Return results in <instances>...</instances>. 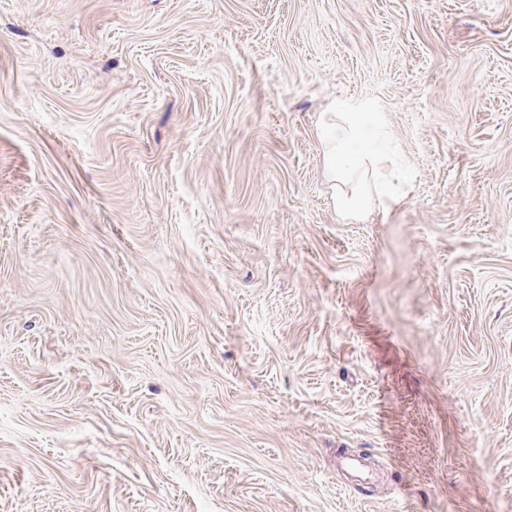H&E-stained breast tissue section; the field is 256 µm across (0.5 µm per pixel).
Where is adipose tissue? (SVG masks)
<instances>
[{
    "mask_svg": "<svg viewBox=\"0 0 512 512\" xmlns=\"http://www.w3.org/2000/svg\"><path fill=\"white\" fill-rule=\"evenodd\" d=\"M318 131L327 176L337 189V209L353 218L367 215L390 169V159L367 145L360 106L345 98L334 99L321 113Z\"/></svg>",
    "mask_w": 512,
    "mask_h": 512,
    "instance_id": "1",
    "label": "adipose tissue"
}]
</instances>
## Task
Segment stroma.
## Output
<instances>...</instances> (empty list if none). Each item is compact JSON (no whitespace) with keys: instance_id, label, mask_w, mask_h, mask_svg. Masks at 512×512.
I'll list each match as a JSON object with an SVG mask.
<instances>
[{"instance_id":"1","label":"stroma","mask_w":512,"mask_h":512,"mask_svg":"<svg viewBox=\"0 0 512 512\" xmlns=\"http://www.w3.org/2000/svg\"><path fill=\"white\" fill-rule=\"evenodd\" d=\"M0 512H512V0H0ZM363 114L361 106L336 97L318 125L327 176L338 190L336 208L353 218L369 213L390 170L388 155L366 144Z\"/></svg>"}]
</instances>
